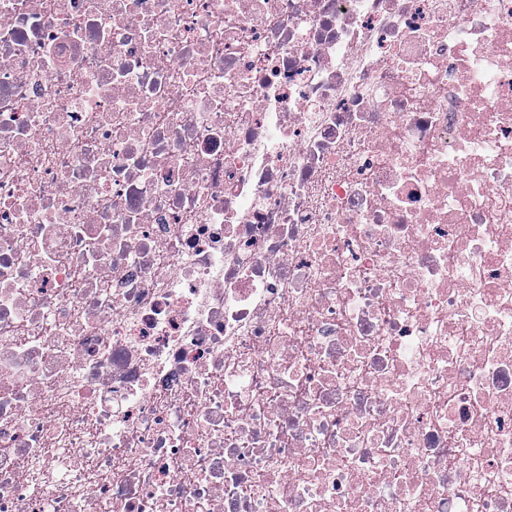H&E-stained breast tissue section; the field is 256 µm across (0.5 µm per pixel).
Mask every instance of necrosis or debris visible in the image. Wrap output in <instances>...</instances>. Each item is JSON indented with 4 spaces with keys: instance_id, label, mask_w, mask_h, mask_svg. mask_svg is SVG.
I'll use <instances>...</instances> for the list:
<instances>
[{
    "instance_id": "necrosis-or-debris-1",
    "label": "necrosis or debris",
    "mask_w": 512,
    "mask_h": 512,
    "mask_svg": "<svg viewBox=\"0 0 512 512\" xmlns=\"http://www.w3.org/2000/svg\"><path fill=\"white\" fill-rule=\"evenodd\" d=\"M0 512H512V0H0Z\"/></svg>"
}]
</instances>
